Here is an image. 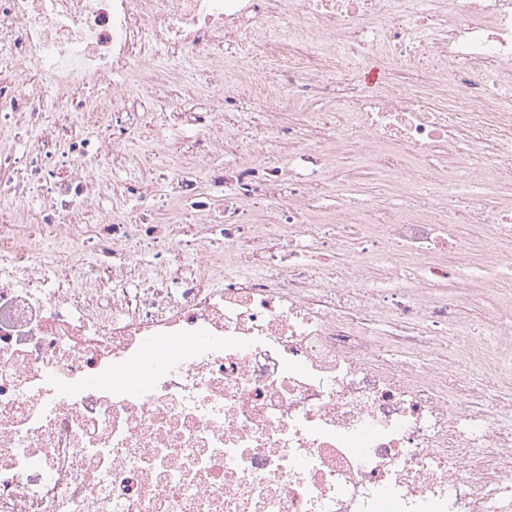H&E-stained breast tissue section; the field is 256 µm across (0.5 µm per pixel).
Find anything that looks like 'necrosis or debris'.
<instances>
[{
	"mask_svg": "<svg viewBox=\"0 0 512 512\" xmlns=\"http://www.w3.org/2000/svg\"><path fill=\"white\" fill-rule=\"evenodd\" d=\"M286 36L307 66L211 86L256 121L210 113L195 156L155 171L166 194L136 175L135 218L97 207L154 50L219 66ZM378 54L370 92L351 72ZM333 80L335 111L282 124L289 96ZM511 85L512 0H0V133L37 137L0 150V512H512V426L489 421L492 392L448 383L477 366L512 386V209L414 175L443 148L471 186L504 179ZM64 102L77 127L46 125ZM346 150L392 190L381 223L362 197L308 218ZM460 224L480 226L493 279L439 262L469 253ZM489 288L493 353L448 332ZM381 313L439 353L431 370L388 359Z\"/></svg>",
	"mask_w": 512,
	"mask_h": 512,
	"instance_id": "1",
	"label": "necrosis or debris"
}]
</instances>
